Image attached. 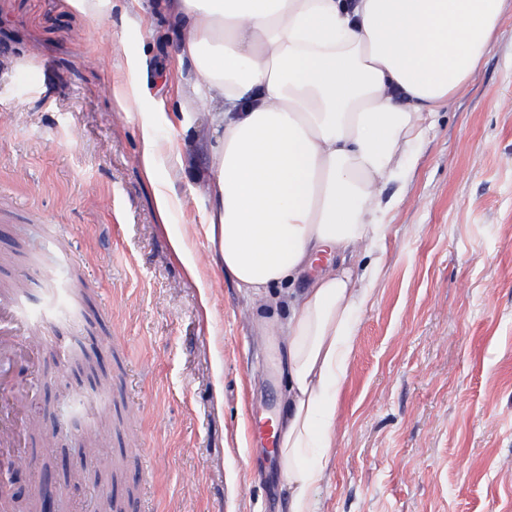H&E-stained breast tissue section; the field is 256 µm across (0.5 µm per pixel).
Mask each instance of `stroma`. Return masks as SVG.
I'll return each instance as SVG.
<instances>
[{
    "instance_id": "obj_1",
    "label": "stroma",
    "mask_w": 512,
    "mask_h": 512,
    "mask_svg": "<svg viewBox=\"0 0 512 512\" xmlns=\"http://www.w3.org/2000/svg\"><path fill=\"white\" fill-rule=\"evenodd\" d=\"M141 2L124 27L118 0L93 17L68 0H0L1 267L24 279V313L53 326L33 346L38 383L15 374L44 420L17 486L45 462L61 512H94L103 489L123 512H287L279 461L251 434L264 404L285 413L286 311L256 309L211 259L195 177L209 166L206 107L185 101L174 22ZM142 53L147 68L131 73ZM133 78L141 108L127 112L113 90ZM146 116L162 141L194 150V173L165 152L143 177ZM425 128L411 172L388 187L403 202L385 238L351 260L381 272L354 323L316 512H512V0L465 90ZM168 189L194 279L155 214ZM75 269L89 285L80 314L62 287ZM79 344L112 391L83 385L77 410L57 388L74 381ZM97 408L112 422L100 458L117 476L67 484Z\"/></svg>"
}]
</instances>
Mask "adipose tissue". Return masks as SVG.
Wrapping results in <instances>:
<instances>
[{
    "label": "adipose tissue",
    "mask_w": 512,
    "mask_h": 512,
    "mask_svg": "<svg viewBox=\"0 0 512 512\" xmlns=\"http://www.w3.org/2000/svg\"><path fill=\"white\" fill-rule=\"evenodd\" d=\"M185 97L205 101L213 258L237 288L284 304L288 512H314V449L336 431L357 312L378 276L348 254L381 239L424 121L469 82L505 0H160ZM309 276L308 288L293 285Z\"/></svg>",
    "instance_id": "1"
}]
</instances>
